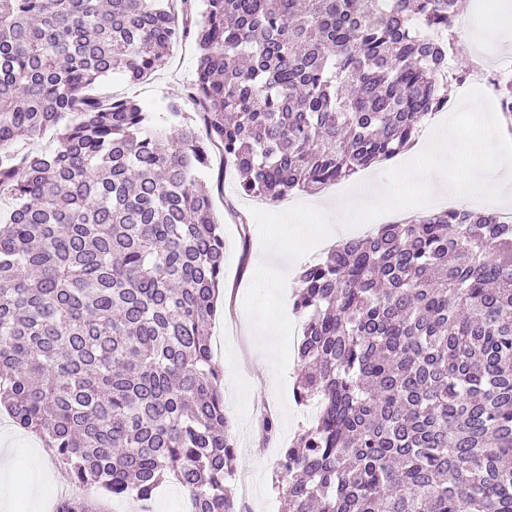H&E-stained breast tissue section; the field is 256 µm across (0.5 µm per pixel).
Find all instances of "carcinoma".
I'll list each match as a JSON object with an SVG mask.
<instances>
[{
	"label": "carcinoma",
	"mask_w": 512,
	"mask_h": 512,
	"mask_svg": "<svg viewBox=\"0 0 512 512\" xmlns=\"http://www.w3.org/2000/svg\"><path fill=\"white\" fill-rule=\"evenodd\" d=\"M0 0V404L107 512L176 480L192 512H242L209 325L224 233L210 149L278 203L389 160L448 106L460 0ZM195 38L164 112L95 92ZM512 112V78L497 86ZM54 133L51 151L24 148ZM281 449L288 512H512V223L461 207L383 224L304 264Z\"/></svg>",
	"instance_id": "obj_1"
}]
</instances>
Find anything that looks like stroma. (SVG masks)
Returning a JSON list of instances; mask_svg holds the SVG:
<instances>
[{
  "instance_id": "obj_1",
  "label": "stroma",
  "mask_w": 512,
  "mask_h": 512,
  "mask_svg": "<svg viewBox=\"0 0 512 512\" xmlns=\"http://www.w3.org/2000/svg\"><path fill=\"white\" fill-rule=\"evenodd\" d=\"M196 67V45L186 39L176 43L164 65L146 79L133 83L116 74L102 78L99 90L134 100L147 111L161 112L171 99L183 95L185 87L195 78ZM203 181L212 189L215 215L223 224L226 244L224 297L211 331L214 339L222 343V351L215 354L214 361L223 374L224 406L233 415V431L240 440L236 468L238 473L251 475L263 490L253 503V512H284L272 488L271 476L284 440L293 437L300 424L306 421L304 409L293 398L299 366L297 362H289L284 381H276L266 355L257 347L254 337L245 335L242 329L244 296L265 254L258 229L242 233L239 225L228 217L224 203L232 201L236 210L247 216L256 204L255 198L237 194L236 173L225 166L224 155L218 150L210 155V168ZM261 404L267 405L269 414L278 419L287 408L295 415L289 426L279 427L276 438L267 442L255 438L256 408ZM4 446L15 450L13 512H33L28 500L31 475L40 476L42 497L46 500L65 485V472L48 454L35 452L30 433L12 424L6 412L0 409V448Z\"/></svg>"
}]
</instances>
